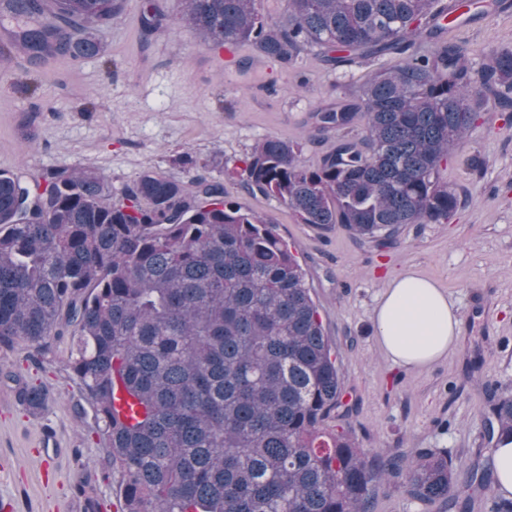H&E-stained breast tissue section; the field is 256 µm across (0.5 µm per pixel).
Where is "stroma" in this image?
Returning <instances> with one entry per match:
<instances>
[{
	"label": "stroma",
	"instance_id": "stroma-1",
	"mask_svg": "<svg viewBox=\"0 0 512 512\" xmlns=\"http://www.w3.org/2000/svg\"><path fill=\"white\" fill-rule=\"evenodd\" d=\"M167 20L145 33L146 0H123L99 32L104 57L18 56L0 69V169L38 188L52 168L92 166L113 194L152 169L182 183L206 178L225 195L271 218L298 258L338 352L344 399L360 447L412 454L444 448L460 460L483 450L492 397L512 396V106L489 101L442 172L461 198L445 224H410L380 252L341 225L300 223L276 199L252 194L228 172L266 137L302 143L316 165L336 133L315 131L310 112L354 101L375 71L398 53L333 66L315 49L291 63L242 46L239 61L217 52L181 22L182 0H157ZM470 24L442 41L463 48L474 67L512 48V0H485ZM191 154L195 166L181 164ZM474 156L478 170L462 160ZM413 271L443 288L461 320L456 347L433 366L393 364L382 351L374 311L389 281ZM71 340H51L46 355L0 346V512H122L118 477L102 450L87 393L70 370ZM46 387V411L30 412L19 383Z\"/></svg>",
	"mask_w": 512,
	"mask_h": 512
}]
</instances>
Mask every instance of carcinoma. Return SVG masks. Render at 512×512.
Here are the masks:
<instances>
[{"label":"carcinoma","instance_id":"1","mask_svg":"<svg viewBox=\"0 0 512 512\" xmlns=\"http://www.w3.org/2000/svg\"><path fill=\"white\" fill-rule=\"evenodd\" d=\"M202 42L246 43L282 63L306 48L344 53L408 51L407 34L431 43L373 74L354 103L312 115L341 133L315 166L300 147L259 141L232 172L303 224H339L378 249L409 224H443L460 199L441 178L495 87L512 105V50L476 70L464 50L439 43L437 0H285L270 22L259 0H184ZM120 0H0L15 21L10 46L42 59L103 54L96 34ZM163 15L147 5L143 26ZM366 134H345L358 115ZM72 338L83 384L124 512H367L378 483L466 512L492 477L487 461L445 449L413 456L358 447L352 413L305 273L273 222L226 198L220 182L194 188L145 170L121 196L96 168L58 167L33 195L0 170V344L43 353ZM127 414L112 412L117 391ZM43 411L49 392L22 384ZM487 442L512 441V396L490 403Z\"/></svg>","mask_w":512,"mask_h":512}]
</instances>
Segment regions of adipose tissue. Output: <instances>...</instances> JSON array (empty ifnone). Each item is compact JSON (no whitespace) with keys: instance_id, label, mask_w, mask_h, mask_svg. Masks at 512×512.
Listing matches in <instances>:
<instances>
[{"instance_id":"ef3b65f1","label":"adipose tissue","mask_w":512,"mask_h":512,"mask_svg":"<svg viewBox=\"0 0 512 512\" xmlns=\"http://www.w3.org/2000/svg\"><path fill=\"white\" fill-rule=\"evenodd\" d=\"M379 344L395 364L427 368L455 346L460 319L447 293L416 272L391 280L375 309Z\"/></svg>"}]
</instances>
